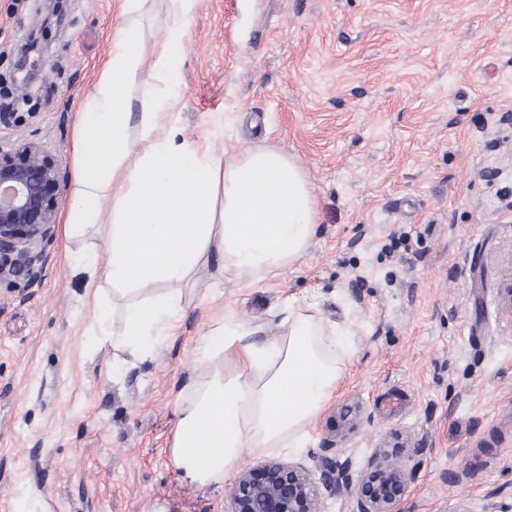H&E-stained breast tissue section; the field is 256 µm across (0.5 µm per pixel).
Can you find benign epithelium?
<instances>
[{
    "label": "benign epithelium",
    "instance_id": "7a95c632",
    "mask_svg": "<svg viewBox=\"0 0 512 512\" xmlns=\"http://www.w3.org/2000/svg\"><path fill=\"white\" fill-rule=\"evenodd\" d=\"M64 174L61 163L35 134L0 145V283L41 282L46 247L56 234ZM394 450L377 449L356 489L347 482L351 461L324 457L314 468L280 459L245 469L235 478L226 512H322L323 491L344 490L352 512H400L412 470L393 461Z\"/></svg>",
    "mask_w": 512,
    "mask_h": 512
}]
</instances>
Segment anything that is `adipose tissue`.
<instances>
[{"label":"adipose tissue","mask_w":512,"mask_h":512,"mask_svg":"<svg viewBox=\"0 0 512 512\" xmlns=\"http://www.w3.org/2000/svg\"><path fill=\"white\" fill-rule=\"evenodd\" d=\"M147 0H123L111 58L99 71L74 129L73 189L62 215L74 238L97 234L102 199L112 202L104 248L72 255L73 272L108 326L114 309L102 284L132 294L112 345L149 356L176 335L194 282L210 253L224 273L254 285L299 262L315 237L318 210L298 160L269 146L215 155L181 134L172 91L200 0H169L172 22L152 51L151 79L131 114L130 88L142 65ZM278 336L225 314L213 319L196 354L209 374L190 379L178 401L172 457L184 479H228L244 449L298 447L336 388L349 353L336 330L286 301Z\"/></svg>","instance_id":"obj_1"}]
</instances>
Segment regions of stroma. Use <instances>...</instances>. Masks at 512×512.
<instances>
[{
    "instance_id": "1",
    "label": "stroma",
    "mask_w": 512,
    "mask_h": 512,
    "mask_svg": "<svg viewBox=\"0 0 512 512\" xmlns=\"http://www.w3.org/2000/svg\"><path fill=\"white\" fill-rule=\"evenodd\" d=\"M122 0H0V91L72 168L75 112L112 55ZM170 22L148 0L142 78ZM182 132L215 152L296 157L318 207L302 259L249 287L225 275L142 359L104 343L83 276L47 248L42 281L0 287V512H224L230 481L189 483L175 405L213 316L278 331L286 299L347 330L334 397L303 447L244 453L359 477L412 448L401 512H483L512 487V0H201L173 80Z\"/></svg>"
}]
</instances>
